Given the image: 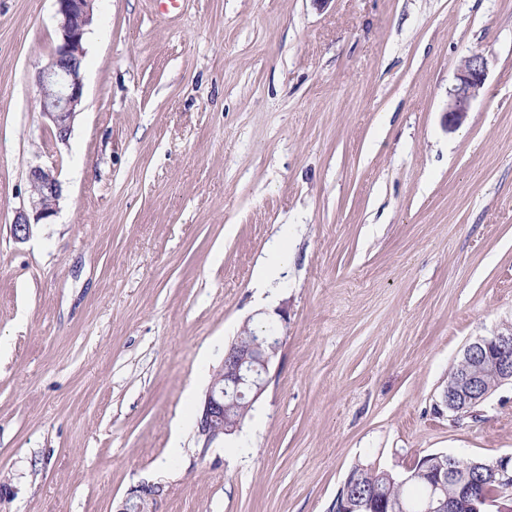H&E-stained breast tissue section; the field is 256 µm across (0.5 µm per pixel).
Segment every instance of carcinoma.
<instances>
[{"label": "carcinoma", "instance_id": "carcinoma-1", "mask_svg": "<svg viewBox=\"0 0 512 512\" xmlns=\"http://www.w3.org/2000/svg\"><path fill=\"white\" fill-rule=\"evenodd\" d=\"M438 461L451 468L447 498L456 500L461 487L468 485L472 489L470 502L479 512H488L499 487L498 481L512 476V470L492 476L486 468L472 466L473 458L463 459L438 452L423 456L413 468L403 472L357 464L348 473L344 490L362 497L373 496L388 505L389 512H418L422 499L428 494L427 474Z\"/></svg>", "mask_w": 512, "mask_h": 512}]
</instances>
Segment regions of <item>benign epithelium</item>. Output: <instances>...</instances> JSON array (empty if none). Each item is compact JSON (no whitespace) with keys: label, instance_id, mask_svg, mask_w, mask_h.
<instances>
[{"label":"benign epithelium","instance_id":"7a95c632","mask_svg":"<svg viewBox=\"0 0 512 512\" xmlns=\"http://www.w3.org/2000/svg\"><path fill=\"white\" fill-rule=\"evenodd\" d=\"M95 0H55L57 15L56 45L47 63L37 72L42 115L46 126L65 140L79 111L84 95L83 43L93 18ZM487 60L480 53L464 57L458 65L456 83L448 91V123L462 125L473 103L482 94L487 77ZM29 209L16 212L12 222L14 237L21 241L31 224H48L57 214L62 194L58 171L35 166L28 174ZM279 348L278 336H240L224 352V359L205 393L197 422L199 435L209 445L241 426L236 411L249 409L265 390L266 375ZM512 332L501 331L491 337H478L467 346L468 368L455 379L443 406L463 411L472 406L474 395L488 374L505 381L512 379ZM152 485L130 490L117 512H144L155 500Z\"/></svg>","mask_w":512,"mask_h":512}]
</instances>
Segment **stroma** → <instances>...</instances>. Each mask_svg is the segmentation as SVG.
<instances>
[{
    "instance_id": "obj_1",
    "label": "stroma",
    "mask_w": 512,
    "mask_h": 512,
    "mask_svg": "<svg viewBox=\"0 0 512 512\" xmlns=\"http://www.w3.org/2000/svg\"><path fill=\"white\" fill-rule=\"evenodd\" d=\"M56 29L53 0H0V512H117L142 483L153 512H333L358 462L512 457V384L440 406L512 330V0H96L64 140L35 81ZM35 166L62 197L19 242ZM279 307L265 391L205 444L225 349ZM487 60L480 53H471L458 65L456 83L448 91V123L461 126L473 103L482 94L487 77Z\"/></svg>"
}]
</instances>
